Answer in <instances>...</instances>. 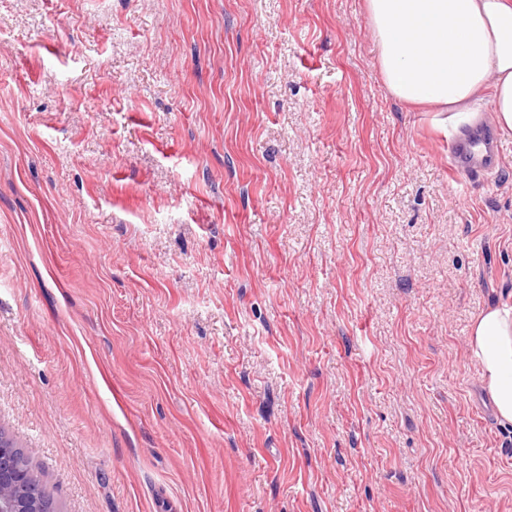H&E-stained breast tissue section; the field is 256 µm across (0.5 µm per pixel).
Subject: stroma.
I'll use <instances>...</instances> for the list:
<instances>
[{
	"instance_id": "1",
	"label": "stroma",
	"mask_w": 512,
	"mask_h": 512,
	"mask_svg": "<svg viewBox=\"0 0 512 512\" xmlns=\"http://www.w3.org/2000/svg\"><path fill=\"white\" fill-rule=\"evenodd\" d=\"M363 0H0V428L58 512H512L466 179Z\"/></svg>"
}]
</instances>
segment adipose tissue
<instances>
[{"mask_svg": "<svg viewBox=\"0 0 512 512\" xmlns=\"http://www.w3.org/2000/svg\"><path fill=\"white\" fill-rule=\"evenodd\" d=\"M384 85L445 134L483 112L512 133V0H366ZM498 418L512 424V303L486 308L467 340Z\"/></svg>", "mask_w": 512, "mask_h": 512, "instance_id": "ef3b65f1", "label": "adipose tissue"}]
</instances>
